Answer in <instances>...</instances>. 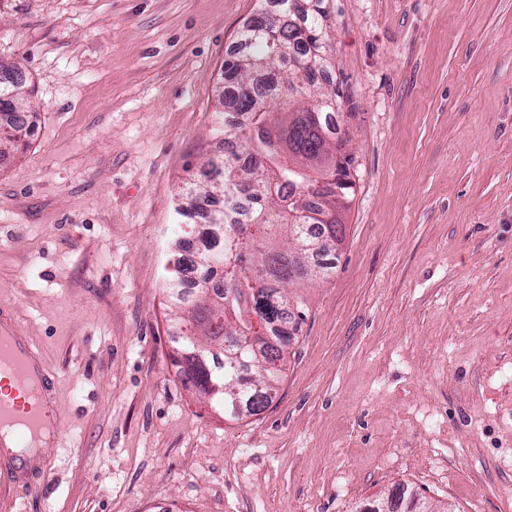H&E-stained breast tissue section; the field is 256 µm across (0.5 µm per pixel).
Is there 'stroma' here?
<instances>
[{"mask_svg": "<svg viewBox=\"0 0 512 512\" xmlns=\"http://www.w3.org/2000/svg\"><path fill=\"white\" fill-rule=\"evenodd\" d=\"M355 158L278 391L225 418L175 364L178 192L273 0H0L36 134L0 159V310L60 378L0 512H512V0H324Z\"/></svg>", "mask_w": 512, "mask_h": 512, "instance_id": "1", "label": "stroma"}]
</instances>
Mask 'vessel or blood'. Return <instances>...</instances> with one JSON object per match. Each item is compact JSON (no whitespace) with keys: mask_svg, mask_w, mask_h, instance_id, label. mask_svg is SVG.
Instances as JSON below:
<instances>
[{"mask_svg":"<svg viewBox=\"0 0 512 512\" xmlns=\"http://www.w3.org/2000/svg\"><path fill=\"white\" fill-rule=\"evenodd\" d=\"M49 368L18 328L0 318V436L31 448L51 425L55 398Z\"/></svg>","mask_w":512,"mask_h":512,"instance_id":"b4317fda","label":"vessel or blood"}]
</instances>
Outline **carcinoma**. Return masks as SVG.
I'll list each match as a JSON object with an SVG mask.
<instances>
[{"instance_id":"obj_1","label":"carcinoma","mask_w":512,"mask_h":512,"mask_svg":"<svg viewBox=\"0 0 512 512\" xmlns=\"http://www.w3.org/2000/svg\"><path fill=\"white\" fill-rule=\"evenodd\" d=\"M322 4L302 9L278 0L296 21L261 12L246 24L249 52L224 72V112L237 120L217 128L236 149L224 153L216 175L188 189L180 212L206 217L181 228L168 286L174 301L191 303L181 310L186 328L177 347L183 383L233 419L269 404L295 326L291 303H304L299 289L331 273L318 257L336 246L322 240L318 216L344 228L336 212L348 207L354 156H336L347 138L330 118L343 93L330 77ZM26 88L20 71L0 64V157L34 128ZM184 273L200 279L191 302L181 288ZM257 316L278 347L252 336Z\"/></svg>"}]
</instances>
